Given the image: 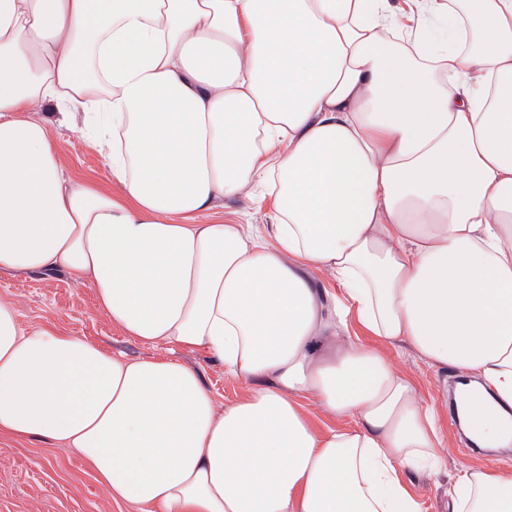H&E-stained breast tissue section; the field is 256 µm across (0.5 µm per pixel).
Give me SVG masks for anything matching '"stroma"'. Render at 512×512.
<instances>
[{"instance_id": "obj_1", "label": "stroma", "mask_w": 512, "mask_h": 512, "mask_svg": "<svg viewBox=\"0 0 512 512\" xmlns=\"http://www.w3.org/2000/svg\"><path fill=\"white\" fill-rule=\"evenodd\" d=\"M51 134L69 172L103 187L111 185V171L94 142L64 126L53 127ZM0 299L15 304L25 327L53 323L72 335L133 359L167 353L165 348L126 336L98 310L91 288L63 272L2 273ZM350 331L362 342L380 349L395 370L414 377L424 403L433 406L443 419L445 439L440 453L446 460L444 469L436 474L407 471L402 475L420 512H452L448 489L463 466L489 463L512 469V446L468 451L460 427L450 420L449 399L442 392L445 372L430 367L407 344H389L370 337L355 323ZM172 354L200 373L219 406H231L245 394V383L205 354L184 349ZM0 512H142V508L112 500L74 449L0 435Z\"/></svg>"}]
</instances>
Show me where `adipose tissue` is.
I'll return each mask as SVG.
<instances>
[{"mask_svg": "<svg viewBox=\"0 0 512 512\" xmlns=\"http://www.w3.org/2000/svg\"><path fill=\"white\" fill-rule=\"evenodd\" d=\"M43 105L119 194L66 170ZM245 192L268 224L200 223ZM62 270L247 390L218 407L174 357L0 300V434L147 512H419L401 474L441 467L438 414L348 323L454 369L468 435L512 442V0H0V272ZM448 494L512 512V470ZM302 409L312 426L319 432H325L327 429L344 430L353 425L351 419H339L328 415L313 400L304 399L301 401Z\"/></svg>", "mask_w": 512, "mask_h": 512, "instance_id": "ef3b65f1", "label": "adipose tissue"}]
</instances>
